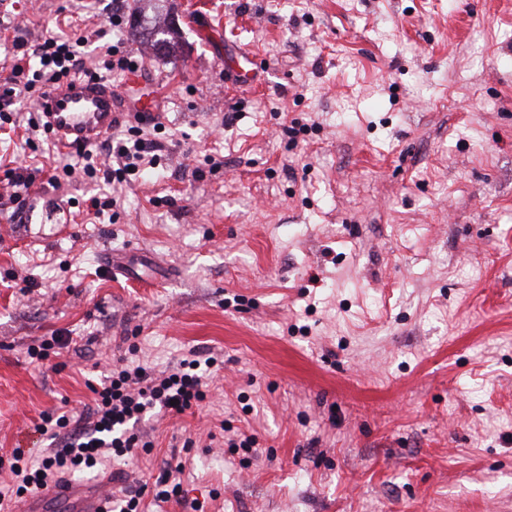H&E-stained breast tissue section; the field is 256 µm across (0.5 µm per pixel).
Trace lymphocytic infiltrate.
I'll use <instances>...</instances> for the list:
<instances>
[{
    "instance_id": "1",
    "label": "lymphocytic infiltrate",
    "mask_w": 512,
    "mask_h": 512,
    "mask_svg": "<svg viewBox=\"0 0 512 512\" xmlns=\"http://www.w3.org/2000/svg\"><path fill=\"white\" fill-rule=\"evenodd\" d=\"M86 45L82 37L72 40L51 36L32 50L30 64H14L8 81L0 86V126L11 123L14 100L34 98L37 89L83 70ZM97 149L103 152L106 164H87L85 174L108 182L136 174L152 144L144 140L130 146L116 144L107 137L99 141ZM213 363L210 357L185 358L159 375L140 366H118L112 368L97 392L94 406L85 415H42L37 430L51 440L52 447L40 459L21 448L12 450L9 469L14 482L0 490V512L7 501L46 488L61 475L96 472L107 456L124 457L142 447L135 425L156 411L181 414L192 408L204 397L206 369Z\"/></svg>"
}]
</instances>
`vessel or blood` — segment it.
<instances>
[{
	"label": "vessel or blood",
	"instance_id": "b4317fda",
	"mask_svg": "<svg viewBox=\"0 0 512 512\" xmlns=\"http://www.w3.org/2000/svg\"><path fill=\"white\" fill-rule=\"evenodd\" d=\"M41 109L54 131L57 146L66 152L98 141L120 115L155 114L156 100L139 98L125 104L110 81L77 78L52 88ZM111 486L108 479L98 483L70 479L26 500L17 512H50L48 504L52 501L66 504L69 512H103Z\"/></svg>",
	"mask_w": 512,
	"mask_h": 512
}]
</instances>
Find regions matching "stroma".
Segmentation results:
<instances>
[{"label":"stroma","mask_w":512,"mask_h":512,"mask_svg":"<svg viewBox=\"0 0 512 512\" xmlns=\"http://www.w3.org/2000/svg\"><path fill=\"white\" fill-rule=\"evenodd\" d=\"M114 6L0 0L7 41L100 30L164 80L159 160L123 182L52 188L70 158L12 107L8 156L45 162L0 209V455L42 454L41 415L85 412L118 358L194 350L220 362L204 400L136 425L153 447L105 462L115 497L512 512V0H126L119 29ZM131 254L152 269L101 262Z\"/></svg>","instance_id":"1"}]
</instances>
